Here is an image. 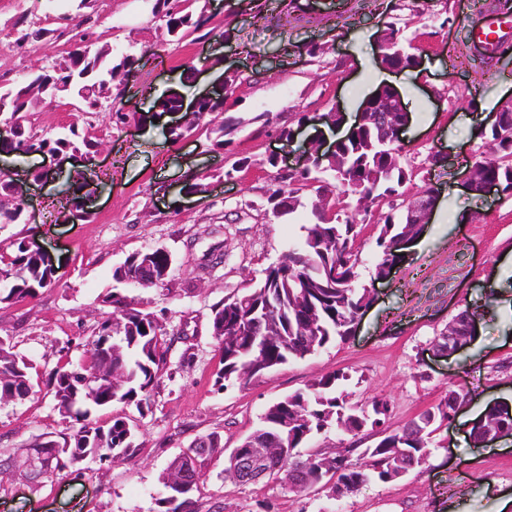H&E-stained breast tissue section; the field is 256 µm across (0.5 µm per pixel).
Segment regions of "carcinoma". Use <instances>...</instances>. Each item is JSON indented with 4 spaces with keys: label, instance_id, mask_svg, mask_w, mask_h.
<instances>
[{
    "label": "carcinoma",
    "instance_id": "obj_1",
    "mask_svg": "<svg viewBox=\"0 0 512 512\" xmlns=\"http://www.w3.org/2000/svg\"><path fill=\"white\" fill-rule=\"evenodd\" d=\"M93 0H79L78 8L88 9L82 15L87 29L80 37L81 45L67 52L66 57L54 66L53 73L39 74L22 85H15L0 92V155L26 156L49 148L51 152L84 151L87 161H92L94 145L69 128L64 137L48 138L39 135L29 126L32 109L52 100L43 86L53 84L61 88L59 94H75L81 99L85 111L94 112L104 99L111 100L110 118L120 122L126 115L125 102L112 88L123 84L124 76L138 59L127 55L115 62L112 50L97 46L90 32L97 19L89 12ZM198 0H153V17L161 22L160 28L171 41H180L204 23L195 17L191 5ZM53 30L30 24L20 31L15 46L39 42ZM224 112V99L200 102L185 126L171 132L179 138L196 132L206 115ZM382 138L380 129L370 124L341 144L336 158L313 156L311 169L301 172H280L273 160L271 195L284 199L271 205L274 217L279 218L305 207L300 192L310 189L314 193H335L340 190L357 198L376 189V196L400 193L407 181V173L398 164L385 161V154L378 149ZM488 139L495 142L502 156L495 164L477 163L478 180L498 182L512 189V112H504L496 128H490ZM332 170L336 186L314 184L316 173ZM0 223L14 224L24 221L20 204L9 200L12 196L10 182L0 179ZM381 214L383 224L376 239L381 248V260L376 266L379 276L388 274L403 257L394 250V243L401 237H416L423 227L405 224L396 215L392 203ZM311 213L316 222L306 228V235L297 249L283 256L288 265V275H280L281 267L271 265L264 277L242 292L228 296L211 307L212 336L220 345L224 367L215 384L222 390L228 383L245 384L266 371L303 359L326 347L336 339L351 335L355 320L367 305L368 290L355 288L358 277L357 257L352 245L359 234L358 225L330 215L327 210L311 203ZM157 274L156 286L163 287L171 281L173 258L163 247L151 248L129 255L123 265L116 268L113 278L122 282L143 266ZM10 278L12 287L0 302L23 301L57 281L40 257L36 246L28 241L17 245L9 261L0 259V276ZM106 303L112 312L102 317L84 341L91 351L85 360L73 364L66 362L56 368L49 378L55 407L68 423L61 439L50 440L57 454L49 458L37 443L32 448L23 468L32 482L51 468L52 464H79L85 461L106 462L115 458L124 460L136 448L137 424L131 416H114L107 422L99 419V411L113 405L133 407L139 415L151 409V394L167 365L166 331L156 314L138 309L118 292H110ZM262 325L263 335L248 334L250 323ZM31 363L13 351L9 342L0 343V389L9 385L32 388L29 376ZM348 376L341 373L322 377L305 391H297L267 407L259 430L279 437L285 454L270 458L268 469L274 479L295 493L317 486L318 476L309 468L311 459L324 456L319 450L308 447V441L331 425L350 435L359 443L367 428H377L379 438L374 445L362 452L358 469L342 474L350 477L353 493L372 480H381L398 460L405 461L404 472H409L423 462L434 432L448 425V411L464 401L468 393L450 390L440 402L409 420L398 430L385 427L389 416L388 403L374 399L363 406H351L344 394ZM505 427L512 429L509 411L495 409L472 428L475 445L495 438ZM189 455L180 454L169 464L162 476L164 494L159 504L162 512H198L194 493L204 482L201 464L205 457L224 452L220 434L212 432L200 437L199 445L188 448ZM303 469L300 485L290 483L291 472Z\"/></svg>",
    "mask_w": 512,
    "mask_h": 512
}]
</instances>
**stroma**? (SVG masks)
Listing matches in <instances>:
<instances>
[{
    "instance_id": "35a3bbf8",
    "label": "stroma",
    "mask_w": 512,
    "mask_h": 512,
    "mask_svg": "<svg viewBox=\"0 0 512 512\" xmlns=\"http://www.w3.org/2000/svg\"><path fill=\"white\" fill-rule=\"evenodd\" d=\"M206 22L182 43L166 41L151 14L153 0H97L98 44L114 57L140 56L121 87L130 112L118 126L103 114L78 112L74 97L42 105L34 130L54 134L75 126L97 146L96 175L76 176L81 155L50 172L42 156L6 158L0 170L31 180L36 210L32 224H0V254L14 255L19 241L42 245L58 282L35 297L0 303V337L10 339L32 368V395L0 404V461L23 459L33 444L63 431L65 422L45 386L56 366L85 359L80 333L89 331L108 307L112 278L132 253L153 247L174 258L164 287L121 288L136 307L166 319L173 336L167 368L151 396L152 409L139 419L137 450L126 460L87 461L48 471L38 484L15 473L0 475V512H159L160 477L170 461L200 436L218 432L226 448L237 447L261 423L266 408L333 373L349 375V400L390 403L388 424L403 427L436 404L448 389L473 396L462 415H482L489 404H512V197L479 198L467 193V165L486 152L483 137L491 116L512 103V37L503 39L492 63L477 61V23L496 19L500 0H389L375 19L377 0H200ZM62 29L37 50L16 49L20 14ZM396 28L412 46L415 64L392 73V85L414 121L394 149L409 175L404 189L434 188L437 203L423 233L403 250L404 259L383 279L376 238L378 210L356 211L352 198H337L339 218L355 216L357 285L370 303L351 336L315 354L266 372L249 384L217 390L221 351L210 330V308L261 279L289 248L298 246L313 221L310 208L274 218L266 198L267 160L294 159L314 128L302 115L338 108L357 119L377 84L359 65L377 56L382 34ZM82 32L76 0H0V83L31 78L62 59ZM323 47L310 61L306 46ZM197 68L193 84L183 67ZM237 80L224 105L242 118V128L214 150L204 135L172 139L178 115H161L155 102L176 92L185 100L223 81ZM270 113L274 128L263 127ZM294 129L293 140L275 127ZM448 157L433 161L435 152ZM244 171L227 178L238 162ZM201 189L184 193V171ZM42 172L32 181L34 172ZM461 209L452 224L448 212ZM80 212L78 221L63 215ZM477 310L474 341L449 357L434 355V339L464 309ZM463 422L434 433L424 463L403 479L372 481L332 499L328 490L292 493L279 483L241 486L220 479L224 456L205 462L197 496L199 512H498L502 494H512V438L473 447Z\"/></svg>"
}]
</instances>
